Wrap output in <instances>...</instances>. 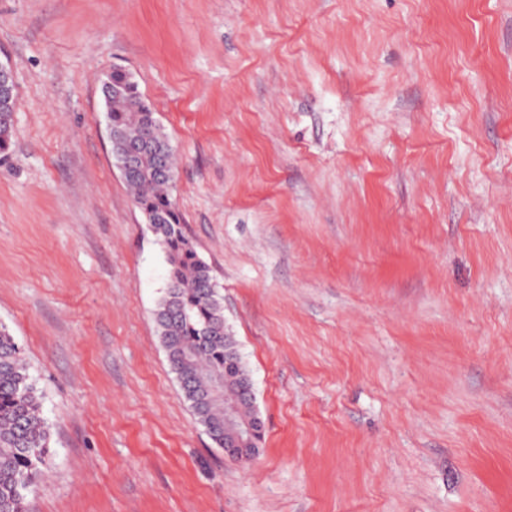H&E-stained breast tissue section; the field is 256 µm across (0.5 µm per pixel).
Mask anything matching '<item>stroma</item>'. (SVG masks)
Instances as JSON below:
<instances>
[{"label":"stroma","mask_w":512,"mask_h":512,"mask_svg":"<svg viewBox=\"0 0 512 512\" xmlns=\"http://www.w3.org/2000/svg\"><path fill=\"white\" fill-rule=\"evenodd\" d=\"M0 62V324L52 450L29 512H512V0H0ZM115 68L253 383L245 465L157 331Z\"/></svg>","instance_id":"stroma-1"}]
</instances>
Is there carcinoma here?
I'll list each match as a JSON object with an SVG mask.
<instances>
[{
	"mask_svg": "<svg viewBox=\"0 0 512 512\" xmlns=\"http://www.w3.org/2000/svg\"><path fill=\"white\" fill-rule=\"evenodd\" d=\"M112 155L140 147L135 172L124 177L170 266L169 282L155 320L169 363L196 420L217 447H224V409L255 414L246 396L251 379L232 329L224 320L223 297L209 265L183 231L170 193L172 147L139 90L122 70L103 85ZM14 111L0 109V155L12 146ZM49 456L48 427L30 382L20 347L0 325V512H28L27 497L43 479Z\"/></svg>",
	"mask_w": 512,
	"mask_h": 512,
	"instance_id": "carcinoma-1",
	"label": "carcinoma"
}]
</instances>
